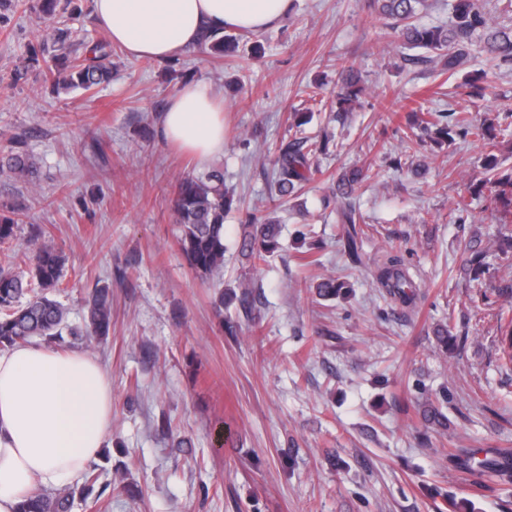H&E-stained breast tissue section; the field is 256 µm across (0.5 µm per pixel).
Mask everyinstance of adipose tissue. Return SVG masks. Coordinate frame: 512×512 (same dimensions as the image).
Here are the masks:
<instances>
[{
  "instance_id": "1",
  "label": "adipose tissue",
  "mask_w": 512,
  "mask_h": 512,
  "mask_svg": "<svg viewBox=\"0 0 512 512\" xmlns=\"http://www.w3.org/2000/svg\"><path fill=\"white\" fill-rule=\"evenodd\" d=\"M291 0H92L98 27L130 56L169 60L203 30L264 29ZM165 139L206 162L224 152V103L190 83L170 100ZM112 429V387L94 355L18 344L0 349V512H15L98 458Z\"/></svg>"
}]
</instances>
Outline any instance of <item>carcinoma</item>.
Listing matches in <instances>:
<instances>
[{
    "mask_svg": "<svg viewBox=\"0 0 512 512\" xmlns=\"http://www.w3.org/2000/svg\"><path fill=\"white\" fill-rule=\"evenodd\" d=\"M427 0H370L373 8L392 29L401 31L404 45L427 50L428 55L413 58L411 62L435 64L454 75L470 59L477 46L490 57L492 66L512 67V29L492 26V17L484 0H457L452 22L446 26H425L416 22L419 8ZM47 40L57 48L46 61L52 81L64 88L91 90L112 79V46L97 45L92 56L84 59L71 57L75 52L76 33L68 27H53ZM239 36L217 30L203 34L198 48L216 57L238 42ZM340 84L333 100L336 119L342 120L365 92L362 76L350 66L339 72ZM420 112L417 127L426 134L452 142L453 137L466 136L483 142L487 150L488 178L496 199L505 203L499 216L501 226L512 223V172L496 171L498 141L489 135L492 123L487 117H476L460 112L450 125L440 126L433 120L434 113L422 111V105L412 108ZM307 122L304 113L293 114L296 133L283 138L274 147V168L267 180L271 198L282 202L299 196L302 188L321 173L319 156L325 153L323 140L297 136ZM34 162L21 146L0 155V176L25 180L32 173ZM366 180L360 169L343 172L337 181L336 217L345 225L341 236L344 252L354 264L362 263L359 233L356 224L360 216L353 203L356 188ZM234 197L224 185V170L213 168L201 175L182 178L174 199V218L179 227L178 244L188 267L199 276H211L224 268V216L233 208ZM18 219L0 218V348L12 347L33 338L64 341L67 311L53 298L63 276V257L53 242L37 247L32 262L22 267L25 255L10 249L15 239ZM280 225L272 220L263 224L243 225L241 253L252 264L266 260L279 248ZM377 283L404 303L412 304L418 298V285L411 278L404 260L390 255L377 267ZM88 310L82 330L66 329L77 340L83 336L105 338L112 325V289L102 286L86 300ZM499 366L512 371V315L500 317L496 343ZM425 420L436 428L448 430V417L438 407L426 403L421 409ZM455 465L466 471H491L512 481V457H486L473 463L468 455L453 454ZM99 480L98 465H88L74 483L62 489L40 491L25 497L17 512H70L75 495L88 498Z\"/></svg>",
    "mask_w": 512,
    "mask_h": 512,
    "instance_id": "cac0c4a2",
    "label": "carcinoma"
}]
</instances>
